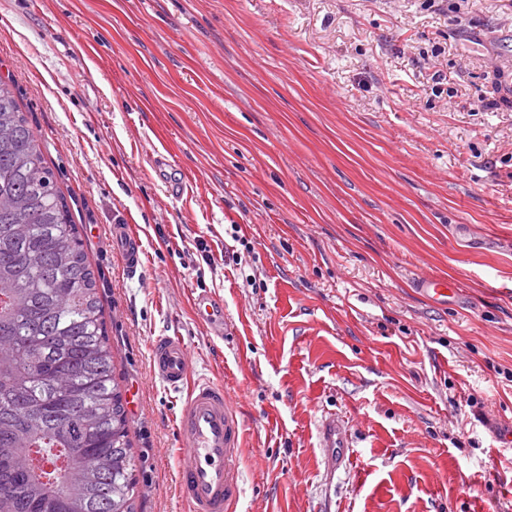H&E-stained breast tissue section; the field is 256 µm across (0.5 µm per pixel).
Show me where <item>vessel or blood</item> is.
<instances>
[{"label":"vessel or blood","instance_id":"obj_1","mask_svg":"<svg viewBox=\"0 0 512 512\" xmlns=\"http://www.w3.org/2000/svg\"><path fill=\"white\" fill-rule=\"evenodd\" d=\"M113 247L128 273L142 266L143 247L129 225L110 227ZM427 296L438 302L454 297V283L432 276L417 282ZM155 377L174 389H186L184 408L177 423L179 494L191 512H234L242 492L240 457L242 425L223 384L192 379L188 348L177 336H163L151 349ZM321 444L341 449L346 435L335 421L323 420L318 428Z\"/></svg>","mask_w":512,"mask_h":512}]
</instances>
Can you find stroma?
Instances as JSON below:
<instances>
[{
	"label": "stroma",
	"instance_id": "1",
	"mask_svg": "<svg viewBox=\"0 0 512 512\" xmlns=\"http://www.w3.org/2000/svg\"><path fill=\"white\" fill-rule=\"evenodd\" d=\"M0 78L99 274L137 512H189L161 336L244 425L235 512H512V0H0ZM110 236L113 247L120 253L124 268L130 274L142 266L143 247L138 235L131 231L129 224H112ZM417 286L433 300L443 303L454 297L457 288L454 283L427 275L418 278ZM322 448H336V453L341 448H346V435L341 428L336 425L335 420H323L318 428Z\"/></svg>",
	"mask_w": 512,
	"mask_h": 512
}]
</instances>
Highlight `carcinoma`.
Listing matches in <instances>:
<instances>
[{
  "instance_id": "1",
  "label": "carcinoma",
  "mask_w": 512,
  "mask_h": 512,
  "mask_svg": "<svg viewBox=\"0 0 512 512\" xmlns=\"http://www.w3.org/2000/svg\"><path fill=\"white\" fill-rule=\"evenodd\" d=\"M129 435L95 271L0 78V512H136Z\"/></svg>"
}]
</instances>
